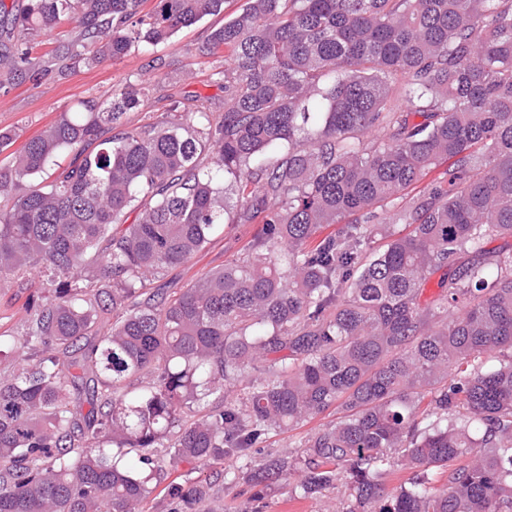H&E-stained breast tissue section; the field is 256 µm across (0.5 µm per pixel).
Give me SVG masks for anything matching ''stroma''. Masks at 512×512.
<instances>
[{"label":"stroma","instance_id":"obj_1","mask_svg":"<svg viewBox=\"0 0 512 512\" xmlns=\"http://www.w3.org/2000/svg\"><path fill=\"white\" fill-rule=\"evenodd\" d=\"M245 0H224V12L207 17L182 28L167 44L148 53L132 51L128 56L106 61L92 68H83L59 78L44 79L39 86L28 82L11 81L0 89V128H13L21 138L36 135L45 125L54 121L62 110L84 97L106 101L114 88L141 80L149 82L153 91L138 109L128 112L130 124L138 126L149 121L166 108L169 98H186L187 111H197L202 103L223 100L224 93L213 79L215 70L230 67L224 56L197 64L190 51L205 40L213 28L223 25L225 17L240 12ZM161 56L163 66L150 68L152 56ZM262 232L261 224H228L219 231L206 249L191 261L167 270L163 281L166 287L178 289L225 262L243 254L251 240ZM331 415H324L300 424L280 434H270L250 455L258 460L270 453L292 454L299 442L323 425L330 423ZM243 459L228 456L223 463L195 461L180 466L179 474L190 473L215 478L212 490L223 504V512H342L346 508L348 492L344 482L315 497L295 493L294 479L281 481L264 492H257L243 479Z\"/></svg>","mask_w":512,"mask_h":512}]
</instances>
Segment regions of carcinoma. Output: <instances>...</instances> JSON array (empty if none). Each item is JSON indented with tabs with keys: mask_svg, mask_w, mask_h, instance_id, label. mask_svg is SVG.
Listing matches in <instances>:
<instances>
[{
	"mask_svg": "<svg viewBox=\"0 0 512 512\" xmlns=\"http://www.w3.org/2000/svg\"><path fill=\"white\" fill-rule=\"evenodd\" d=\"M223 11L0 0V87L51 73L33 56L47 42L59 69L92 67ZM221 52L217 115L191 121L174 98L130 128L141 81L13 151L0 129V288L38 274L22 342L0 339L15 360L0 373V512H139L163 470L244 456L333 406L343 416L299 456L246 481L295 473L308 497L343 477L345 512H512V251L485 249L512 238V0H248L194 57ZM410 190L393 217L408 232L392 234L378 209ZM254 223L244 256L152 287L220 226ZM250 372L240 401L184 420ZM394 453L414 476L389 495ZM210 486L166 490L190 509Z\"/></svg>",
	"mask_w": 512,
	"mask_h": 512,
	"instance_id": "1",
	"label": "carcinoma"
}]
</instances>
